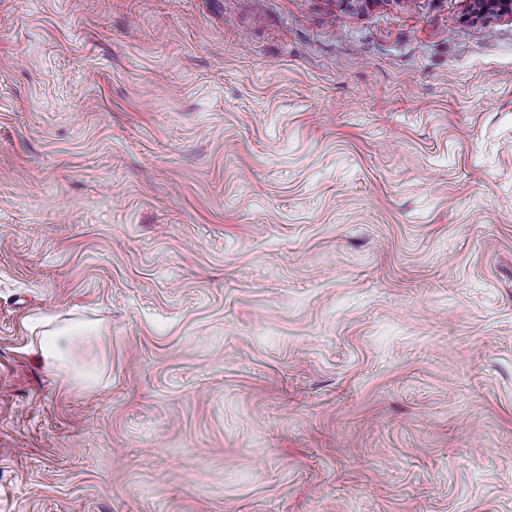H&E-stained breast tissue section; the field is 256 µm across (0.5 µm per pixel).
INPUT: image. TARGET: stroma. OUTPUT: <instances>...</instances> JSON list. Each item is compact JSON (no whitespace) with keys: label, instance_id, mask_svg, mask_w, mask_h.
Instances as JSON below:
<instances>
[{"label":"stroma","instance_id":"35a3bbf8","mask_svg":"<svg viewBox=\"0 0 512 512\" xmlns=\"http://www.w3.org/2000/svg\"><path fill=\"white\" fill-rule=\"evenodd\" d=\"M468 14L0 0V512H512V15ZM60 318V315L42 318L31 328L32 333L36 328H43L30 343L32 352L45 366L54 369L64 362L61 343L87 331V327L81 323L60 320Z\"/></svg>","mask_w":512,"mask_h":512}]
</instances>
